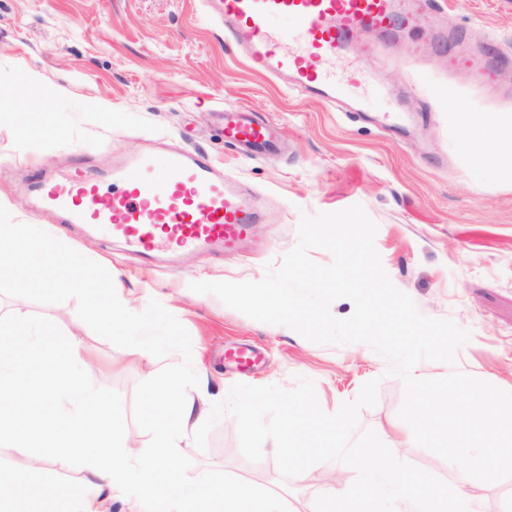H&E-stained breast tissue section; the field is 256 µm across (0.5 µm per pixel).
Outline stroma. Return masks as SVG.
<instances>
[{
    "instance_id": "35a3bbf8",
    "label": "stroma",
    "mask_w": 512,
    "mask_h": 512,
    "mask_svg": "<svg viewBox=\"0 0 512 512\" xmlns=\"http://www.w3.org/2000/svg\"><path fill=\"white\" fill-rule=\"evenodd\" d=\"M428 20L448 23L480 52L512 53V0H430ZM409 38L419 55L411 65H400L393 50L365 54L373 37L364 31L348 56L327 62L339 77L355 67L374 77L361 89L370 109L365 116L255 70L223 27L205 18L202 0H0V206L14 222L42 225L118 274L132 312L155 299L181 322L200 380L188 399L214 403L237 383L290 389L303 376L314 381L321 409L332 414L375 379L377 401L360 410L359 430H374L404 462L450 483L456 466L414 443L398 417L402 382L368 345L315 344L189 288L262 280L297 245L302 214L359 205L378 227L375 247L395 286L423 315L452 320L470 333L455 365L424 361L417 373L440 378L455 368L512 386V179L477 164L459 146L466 120L512 114V96L469 73L449 75L452 47L426 31L413 29ZM23 71L35 79L19 89L15 78ZM227 106L272 120L281 152L239 157L218 119ZM399 107L416 122L415 135L401 142L379 122ZM150 139L206 151L255 198L261 219L235 250L194 252L173 270L149 266L112 237L35 210L28 175L77 159L105 171ZM76 312L72 299L40 304L0 295V346L29 364L28 338L17 332L23 318L50 324L62 340L83 336L93 353L83 368L87 382L121 420L126 444L149 452L158 409L144 376L179 363L180 355L133 356L74 321ZM241 348L259 354L250 367L232 357ZM202 472L219 484L240 479L287 489L289 512H315L316 488L356 479L339 461L283 478L269 441L261 461H248L229 415L212 428L206 450L183 449L162 478L177 487Z\"/></svg>"
}]
</instances>
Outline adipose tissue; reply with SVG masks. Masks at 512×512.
<instances>
[{"label":"adipose tissue","mask_w":512,"mask_h":512,"mask_svg":"<svg viewBox=\"0 0 512 512\" xmlns=\"http://www.w3.org/2000/svg\"><path fill=\"white\" fill-rule=\"evenodd\" d=\"M460 147L473 159L491 151L494 168L512 174V117L495 115L469 123ZM29 333L37 337L42 352L25 368L0 357V397L21 392L29 401L43 405L44 411L23 427L0 418V444L29 448L39 441L49 445L54 457L81 464L86 488L67 498L59 487L36 483L22 471L0 480V512H20L27 496L41 498L45 512H56L63 502L68 512H110L116 501L124 502L128 512H201L207 503L215 504L216 512H288L285 495L248 482L220 487L202 474L183 487L163 485L160 473L170 468L189 426L206 418L207 405L187 401L175 415L159 413L154 423V453L142 458L118 442L117 420L102 411L94 417L89 414L98 394L79 368L89 355L83 339L72 335L61 346L46 327L30 328Z\"/></svg>","instance_id":"adipose-tissue-1"}]
</instances>
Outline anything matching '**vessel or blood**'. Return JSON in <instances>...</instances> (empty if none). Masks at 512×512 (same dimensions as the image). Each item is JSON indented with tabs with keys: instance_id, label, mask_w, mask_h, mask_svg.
Listing matches in <instances>:
<instances>
[{
	"instance_id": "vessel-or-blood-1",
	"label": "vessel or blood",
	"mask_w": 512,
	"mask_h": 512,
	"mask_svg": "<svg viewBox=\"0 0 512 512\" xmlns=\"http://www.w3.org/2000/svg\"><path fill=\"white\" fill-rule=\"evenodd\" d=\"M211 16L242 44L258 69L286 78L324 102L364 109L352 89L365 81L355 71L332 79L313 66L316 58L349 54L358 31L393 36L417 17L415 0H205ZM288 19V31L274 33V20ZM224 138L240 153L258 157L274 150V126L246 108L224 111ZM33 202L64 224H82L122 240L146 262L159 254L234 249L257 220L254 203L225 179L204 152L151 147L112 169L95 173L81 162L64 172L33 175Z\"/></svg>"
}]
</instances>
